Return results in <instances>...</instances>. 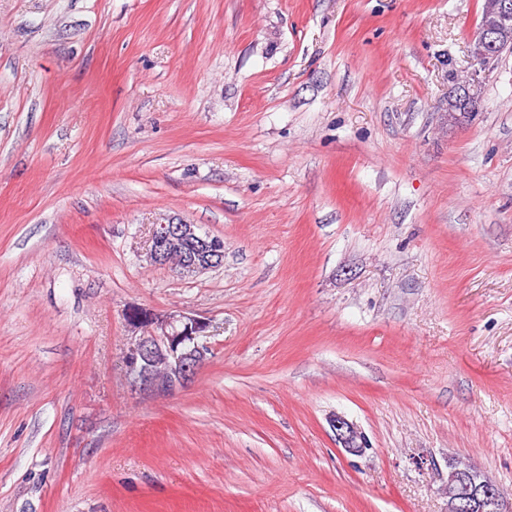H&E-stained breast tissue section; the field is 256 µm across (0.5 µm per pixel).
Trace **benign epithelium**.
Here are the masks:
<instances>
[{"mask_svg": "<svg viewBox=\"0 0 512 512\" xmlns=\"http://www.w3.org/2000/svg\"><path fill=\"white\" fill-rule=\"evenodd\" d=\"M512 38V0H498L496 18L482 27L470 45L473 60L484 68L496 56L499 43ZM465 92L448 98V122L461 125L469 118L466 104L480 101L478 82L464 85ZM149 261L169 266L189 276L215 269L224 263V240L183 222L154 226L148 250ZM131 341L124 354V367L132 386L154 395H170L188 385L205 361V338L210 322L183 311H156L140 305L123 314ZM337 441L350 454L366 448L357 426L342 416L330 418ZM447 512H512L500 489L470 465L448 460Z\"/></svg>", "mask_w": 512, "mask_h": 512, "instance_id": "obj_1", "label": "benign epithelium"}]
</instances>
